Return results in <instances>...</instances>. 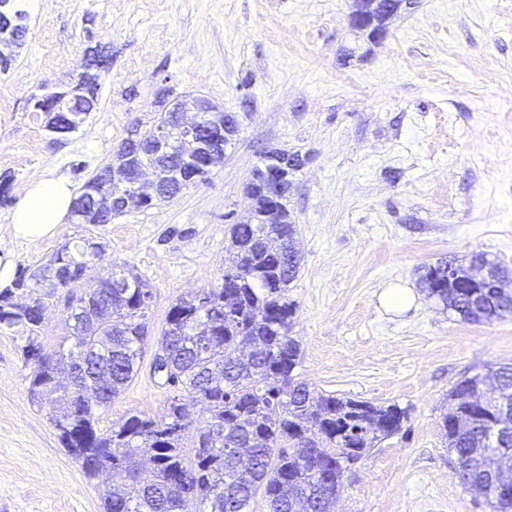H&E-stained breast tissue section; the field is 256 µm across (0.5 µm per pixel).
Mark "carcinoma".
<instances>
[{
    "mask_svg": "<svg viewBox=\"0 0 512 512\" xmlns=\"http://www.w3.org/2000/svg\"><path fill=\"white\" fill-rule=\"evenodd\" d=\"M91 60L72 86L73 111L54 112L44 101L46 129L57 135L79 129L96 108L99 74ZM142 159L161 173L162 200L178 195L196 179L174 155ZM107 164L84 181L78 197L85 202L78 223L109 224L124 214L103 212L97 193L117 197L126 192L109 179ZM290 181L283 182L277 213L266 217L258 200L252 224H234L224 258V275L217 288L191 292L176 299L157 340L151 374L162 384L184 390L203 403L207 416L193 420L178 396L167 399L163 414H126L109 431L98 429L101 415L137 376L138 360L148 340V314L153 292L126 263L110 261L103 289L81 326L68 324L56 349L40 357L43 316L40 307L58 297L45 271L63 263L64 305L83 301V274L102 262L105 247L80 237L58 248L47 262L20 269L13 284L0 290V330L23 341L21 351L29 369V394L47 409L63 448L86 475L103 470L122 474L126 483L109 485L102 493L104 512H254L262 495L267 512H335L345 465L362 458L375 443L398 433L406 412L395 404L316 394L299 380V343L290 336L296 314L288 299L297 278L301 254L296 226L287 208ZM497 262L473 252L456 264L448 280V262L425 267L420 277L428 296L454 311L463 321L489 322L512 316V293L495 291L477 301L460 299L457 292L473 289L472 279ZM89 352L81 363L74 353ZM73 369L74 391L64 392L58 374ZM498 390L490 401L471 405L460 400L476 397L473 376L463 377L448 395L442 427L448 448L457 457L459 480L465 488L487 486V455H496L499 471L512 474V364L492 367ZM470 416L461 431L454 422ZM223 428L217 439L212 426Z\"/></svg>",
    "mask_w": 512,
    "mask_h": 512,
    "instance_id": "cac0c4a2",
    "label": "carcinoma"
}]
</instances>
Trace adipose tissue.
I'll list each match as a JSON object with an SVG mask.
<instances>
[{
    "mask_svg": "<svg viewBox=\"0 0 512 512\" xmlns=\"http://www.w3.org/2000/svg\"><path fill=\"white\" fill-rule=\"evenodd\" d=\"M75 191L64 178L44 175L34 180L14 209L8 231L11 237L36 243L52 237L68 217Z\"/></svg>",
    "mask_w": 512,
    "mask_h": 512,
    "instance_id": "ef3b65f1",
    "label": "adipose tissue"
}]
</instances>
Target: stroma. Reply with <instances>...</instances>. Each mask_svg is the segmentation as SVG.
I'll use <instances>...</instances> for the list:
<instances>
[{
	"label": "stroma",
	"mask_w": 512,
	"mask_h": 512,
	"mask_svg": "<svg viewBox=\"0 0 512 512\" xmlns=\"http://www.w3.org/2000/svg\"><path fill=\"white\" fill-rule=\"evenodd\" d=\"M22 43L0 70V254L34 268L94 238L153 291L152 336L170 305L217 286L244 185L263 152L299 154L288 211L303 255L288 295L298 370L311 389L409 412L346 469L336 512H492L458 479L441 416L463 374L512 363V316L471 324L418 283L421 266L479 251L512 269V0H412L377 46L355 39L351 0H20ZM112 58L99 105L56 140L28 99L74 82L90 49ZM234 113L224 163L174 199L109 224L8 235L38 176L73 188L110 163L160 90ZM414 294L390 311L384 289ZM21 342L0 333V512H103L98 480L58 442L28 393ZM140 371L103 414L161 415L168 387Z\"/></svg>",
	"instance_id": "35a3bbf8"
}]
</instances>
